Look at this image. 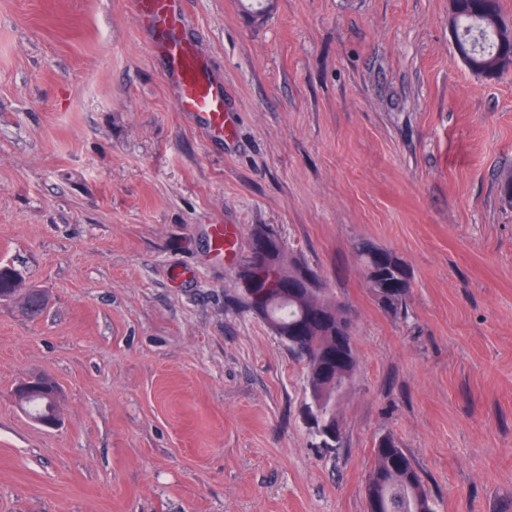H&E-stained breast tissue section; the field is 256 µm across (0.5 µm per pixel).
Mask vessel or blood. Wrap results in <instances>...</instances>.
Masks as SVG:
<instances>
[{"mask_svg": "<svg viewBox=\"0 0 512 512\" xmlns=\"http://www.w3.org/2000/svg\"><path fill=\"white\" fill-rule=\"evenodd\" d=\"M130 4L139 27L149 35L152 52L164 61L177 111L204 119L209 136L230 135L224 88L185 32L188 0H130Z\"/></svg>", "mask_w": 512, "mask_h": 512, "instance_id": "1", "label": "vessel or blood"}]
</instances>
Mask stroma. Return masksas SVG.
Returning <instances> with one entry per match:
<instances>
[{
  "label": "stroma",
  "instance_id": "stroma-1",
  "mask_svg": "<svg viewBox=\"0 0 512 512\" xmlns=\"http://www.w3.org/2000/svg\"><path fill=\"white\" fill-rule=\"evenodd\" d=\"M189 3L224 141L176 110L129 0H0V264L48 297L0 301V512H366L386 435L436 512H512V74L462 64L449 0ZM259 225L353 321L336 447L237 299ZM360 240L405 263L404 312ZM43 373L55 429L11 398ZM378 250H381L382 252L387 254H392L398 259H400L392 251L376 247L370 242L359 241L358 243L354 244L353 247L356 262L360 267L364 269L366 273L368 288H370L374 297L380 302V304L385 309L393 313H399L402 311L403 306L405 305L406 302V295L409 289V275L408 280L400 289L397 290L395 295L381 298L379 296L378 288L380 287V282L383 279L381 277L383 273V268L380 266L378 260L376 259V251Z\"/></svg>",
  "mask_w": 512,
  "mask_h": 512
}]
</instances>
